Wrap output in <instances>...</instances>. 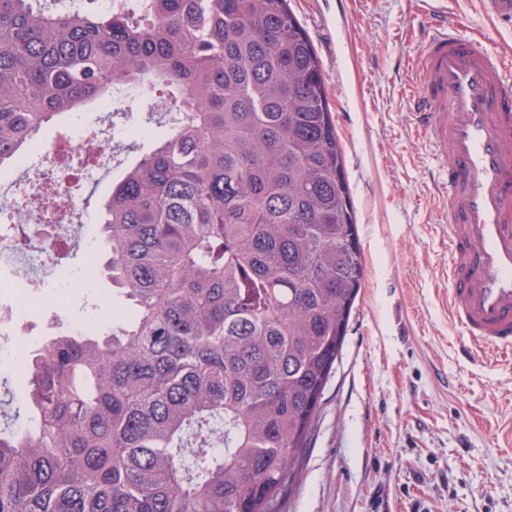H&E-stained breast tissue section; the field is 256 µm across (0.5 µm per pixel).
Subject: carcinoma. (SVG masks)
<instances>
[{
  "mask_svg": "<svg viewBox=\"0 0 512 512\" xmlns=\"http://www.w3.org/2000/svg\"><path fill=\"white\" fill-rule=\"evenodd\" d=\"M120 85L178 117L112 184V332L30 354L0 512H281L364 279L322 65L288 0H0V165Z\"/></svg>",
  "mask_w": 512,
  "mask_h": 512,
  "instance_id": "obj_1",
  "label": "carcinoma"
}]
</instances>
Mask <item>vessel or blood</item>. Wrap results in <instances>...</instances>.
<instances>
[{"instance_id": "b4317fda", "label": "vessel or blood", "mask_w": 512, "mask_h": 512, "mask_svg": "<svg viewBox=\"0 0 512 512\" xmlns=\"http://www.w3.org/2000/svg\"><path fill=\"white\" fill-rule=\"evenodd\" d=\"M412 117L445 177L448 300L464 348L512 352V62L426 0Z\"/></svg>"}]
</instances>
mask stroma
<instances>
[{
	"mask_svg": "<svg viewBox=\"0 0 512 512\" xmlns=\"http://www.w3.org/2000/svg\"><path fill=\"white\" fill-rule=\"evenodd\" d=\"M323 66L365 265L341 358L285 512H512V356L465 352L451 324L440 172L402 86L424 23L419 0H289ZM81 241L48 262L0 355L94 326L122 305ZM80 295L59 314L46 288Z\"/></svg>",
	"mask_w": 512,
	"mask_h": 512,
	"instance_id": "1",
	"label": "stroma"
}]
</instances>
